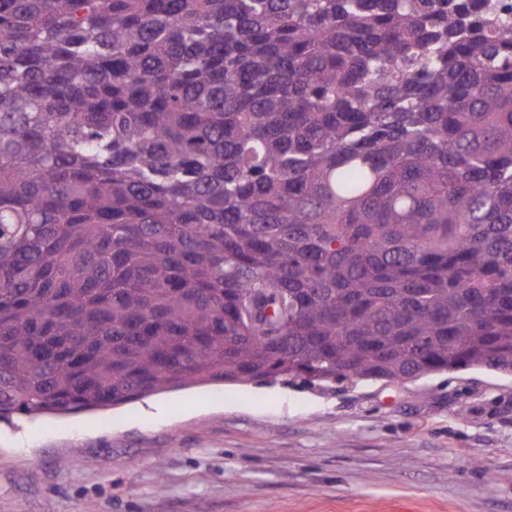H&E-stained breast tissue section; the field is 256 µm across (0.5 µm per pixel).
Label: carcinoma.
Instances as JSON below:
<instances>
[{
	"mask_svg": "<svg viewBox=\"0 0 512 512\" xmlns=\"http://www.w3.org/2000/svg\"><path fill=\"white\" fill-rule=\"evenodd\" d=\"M512 368L497 0H0V421Z\"/></svg>",
	"mask_w": 512,
	"mask_h": 512,
	"instance_id": "carcinoma-1",
	"label": "carcinoma"
}]
</instances>
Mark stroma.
Returning a JSON list of instances; mask_svg holds the SVG:
<instances>
[{
	"mask_svg": "<svg viewBox=\"0 0 512 512\" xmlns=\"http://www.w3.org/2000/svg\"><path fill=\"white\" fill-rule=\"evenodd\" d=\"M0 512H512V375L191 386L0 423Z\"/></svg>",
	"mask_w": 512,
	"mask_h": 512,
	"instance_id": "35a3bbf8",
	"label": "stroma"
}]
</instances>
